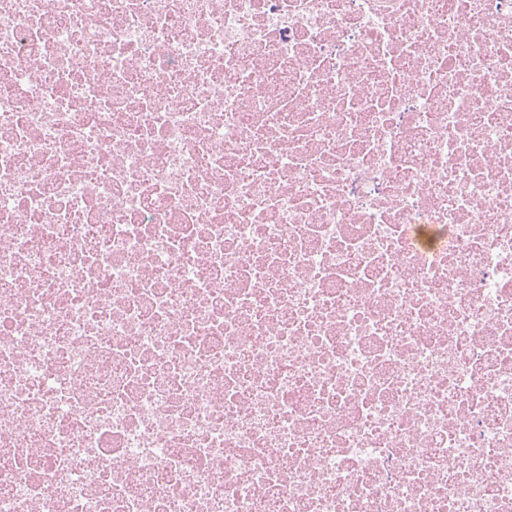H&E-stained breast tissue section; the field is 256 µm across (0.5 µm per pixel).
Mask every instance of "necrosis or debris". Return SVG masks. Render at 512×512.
I'll return each mask as SVG.
<instances>
[{"label":"necrosis or debris","mask_w":512,"mask_h":512,"mask_svg":"<svg viewBox=\"0 0 512 512\" xmlns=\"http://www.w3.org/2000/svg\"><path fill=\"white\" fill-rule=\"evenodd\" d=\"M0 512H512V0H0Z\"/></svg>","instance_id":"obj_1"}]
</instances>
